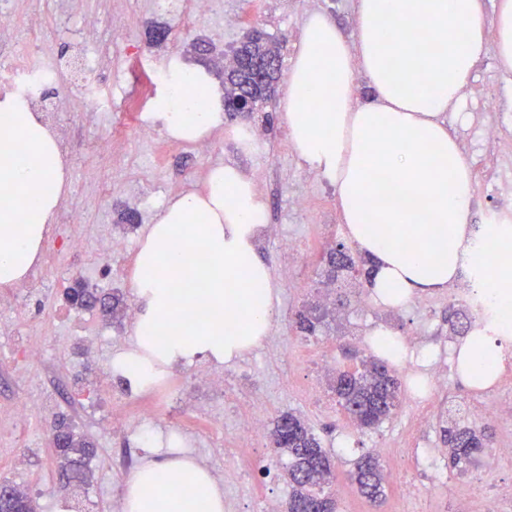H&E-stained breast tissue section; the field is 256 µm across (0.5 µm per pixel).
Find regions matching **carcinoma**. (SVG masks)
<instances>
[{"mask_svg": "<svg viewBox=\"0 0 512 512\" xmlns=\"http://www.w3.org/2000/svg\"><path fill=\"white\" fill-rule=\"evenodd\" d=\"M239 52L252 60L274 61L276 65L265 70L258 78L249 64L221 67L224 87V111L229 110L239 94L250 96L258 106L264 107L271 100L281 71L280 43L267 33L251 28L239 40ZM327 275L331 279L351 276L357 271V261L349 247L325 253ZM324 315L301 312L297 315L299 332L313 336ZM401 382L387 363L375 355L362 361L354 371H336L332 391L343 411L361 428H372L388 419L397 406ZM444 441L448 444V464L463 471L485 454L490 447L491 433L461 419L448 418L442 426ZM274 447L288 459L287 475L291 485L286 512H307L311 499L321 498L322 512H337L336 500L325 493L324 486L334 478L332 460L322 446L321 439L301 416L288 412L280 415L271 433ZM93 446L85 438L76 436L72 445L59 449L61 472L70 484L77 486L88 481V461ZM353 479L359 492L371 502L385 496L382 466L372 455H363L355 463ZM0 512H38L37 504L28 496L0 498Z\"/></svg>", "mask_w": 512, "mask_h": 512, "instance_id": "obj_1", "label": "carcinoma"}]
</instances>
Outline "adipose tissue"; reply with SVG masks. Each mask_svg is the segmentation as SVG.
Listing matches in <instances>:
<instances>
[{
	"label": "adipose tissue",
	"instance_id": "ef3b65f1",
	"mask_svg": "<svg viewBox=\"0 0 512 512\" xmlns=\"http://www.w3.org/2000/svg\"><path fill=\"white\" fill-rule=\"evenodd\" d=\"M493 55L512 72V0H357L352 36L322 14L303 25L288 66L279 119L310 169L336 187L350 239L374 264L373 298L386 306L437 293L475 265V181L445 112L454 110L476 63ZM368 95L354 99L357 75ZM156 118L177 142L223 127L224 102L204 69L172 64ZM242 150L246 126L223 127ZM66 177L53 134L21 102L0 113V284L36 261ZM268 204L240 167L213 168L202 191L171 198L135 262V348L112 368L138 385L204 356L230 362L260 346L278 290L259 242ZM489 296L512 324V226L491 224ZM193 254L203 263L190 262ZM512 338L472 336L459 360L466 379L499 376ZM126 512H224V493L193 459L145 462L124 482Z\"/></svg>",
	"mask_w": 512,
	"mask_h": 512
}]
</instances>
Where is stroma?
Here are the masks:
<instances>
[{"instance_id":"35a3bbf8","label":"stroma","mask_w":512,"mask_h":512,"mask_svg":"<svg viewBox=\"0 0 512 512\" xmlns=\"http://www.w3.org/2000/svg\"><path fill=\"white\" fill-rule=\"evenodd\" d=\"M355 4L356 0H224L223 13L197 17L186 28L178 17L157 10L154 0H83L79 11L72 14L63 12L60 0H16L9 31L22 41L30 28H39L47 51L62 64L41 108L65 113V142L80 145L104 139L113 124L124 125L120 163L133 179L149 170L156 192L154 208L142 213L141 226L122 224L121 212L132 205L125 185L115 184L111 196L104 199L92 195L89 188L94 180L111 179L112 172L92 156L77 155L66 171L63 202L78 209L82 221L56 227L58 247L42 259L47 267L43 302L28 303L13 289L0 288L5 301L0 307V413L35 387L55 398L52 409L33 417L27 433L16 436L0 426V479L25 488L39 512H122L125 479L147 460L169 452L164 433L169 419L155 420L144 434L137 430L115 433L107 428L111 408L103 397L109 391L120 394L134 389L126 378L111 371L110 364L132 345L134 319L127 308L135 302L131 279L145 225L153 222L173 196L201 189L209 169L226 163L249 174L264 168L271 176V188L261 191L270 212V231L263 238L262 251L279 289L275 316L262 345L242 358L227 364L197 358L169 372L181 381L199 369L224 375L221 392L190 394L179 444L181 452L202 461L216 481L223 483L225 512H260L262 502L270 498L283 505L288 502L284 462L269 433L257 436L249 450L237 446L236 423L255 394L265 399L267 421L291 411L320 436L335 465L331 491L340 512H485L494 503L499 512H512V501H497L503 490L512 489V460L492 454L480 457L467 471L449 469L448 447L440 433L449 410L464 411L476 401V389L456 359L462 339L448 331V307L460 303L464 289L474 284L473 273L462 272L442 293L418 295L397 307L376 302L362 278L352 287L343 280L327 284L319 258L327 245L348 240L336 205V188L324 179H311V170L297 158L287 129L274 120L278 101L254 113L251 122L263 126L266 137L247 152L225 139L220 127L209 138L212 154L201 157L186 148L143 141L131 123L132 113L152 111L154 102L153 97L139 95L135 58L150 66L176 58L190 64L194 61L189 48L192 41L211 43L218 55L230 51L247 28L255 27L281 42L282 58L288 62L310 14L322 13L347 35L353 28ZM87 13L98 20L101 65L90 80L80 81L68 62L78 26ZM154 23L172 28L167 42L159 46L148 39L147 31ZM93 98L111 103L109 119L88 112ZM465 156L475 178V227L484 228L487 214L493 211L512 215V200H503L486 187L489 179L498 176L499 167L470 149ZM301 193L311 199L309 211L295 206V197ZM106 232L126 240V253L113 257L111 274L83 277L82 267L93 262L98 238ZM72 234L83 239L85 252L69 250L66 242ZM284 238L298 241V251L280 254ZM81 280L88 287L122 296L125 311L107 320L71 305L66 292ZM343 293L349 296V307L327 317L316 335L305 336L296 330L293 320L304 305L328 303ZM380 328L405 338L416 337L414 358L398 367L402 393L390 418L378 427L356 430L337 405L329 384L334 369L349 366L352 354L373 352L370 335ZM63 336L71 337L70 348L59 346ZM28 340L42 345L43 357L33 362L13 360L12 347ZM439 362L448 365V383L434 389L424 373ZM313 393L319 403L310 402ZM59 419L95 448L88 464L91 479L74 490L62 487L59 461L49 443ZM373 451L383 464L386 486V498L376 508L350 479L359 457Z\"/></svg>"}]
</instances>
